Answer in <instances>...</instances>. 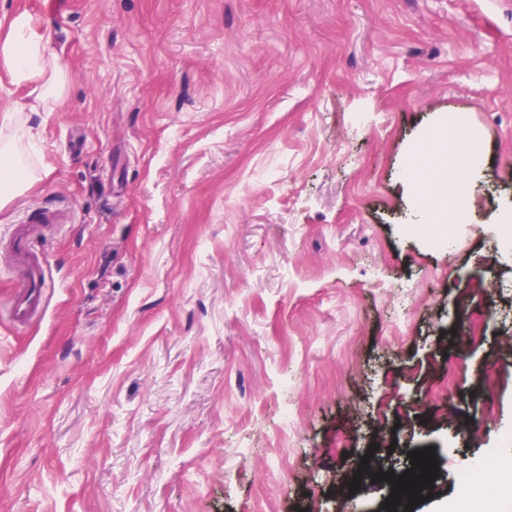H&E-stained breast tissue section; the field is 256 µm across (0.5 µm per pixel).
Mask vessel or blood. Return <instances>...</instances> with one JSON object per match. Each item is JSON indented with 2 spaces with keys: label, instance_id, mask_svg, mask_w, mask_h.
Listing matches in <instances>:
<instances>
[{
  "label": "vessel or blood",
  "instance_id": "obj_1",
  "mask_svg": "<svg viewBox=\"0 0 512 512\" xmlns=\"http://www.w3.org/2000/svg\"><path fill=\"white\" fill-rule=\"evenodd\" d=\"M69 220L62 209L45 207L0 235V249L10 256L11 275L7 302L0 311L14 328H32L45 317L53 284L44 240L52 228Z\"/></svg>",
  "mask_w": 512,
  "mask_h": 512
}]
</instances>
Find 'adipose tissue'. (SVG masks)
Segmentation results:
<instances>
[{"instance_id":"ef3b65f1","label":"adipose tissue","mask_w":512,"mask_h":512,"mask_svg":"<svg viewBox=\"0 0 512 512\" xmlns=\"http://www.w3.org/2000/svg\"><path fill=\"white\" fill-rule=\"evenodd\" d=\"M0 63L5 65L15 84L28 89L24 100L14 103V111H56L67 92L69 69L49 49L47 40L33 28L28 17L13 18L5 36L0 38ZM37 148L38 142L33 137L23 147L11 141L0 143V207L34 183V175L20 169L18 163L24 150Z\"/></svg>"}]
</instances>
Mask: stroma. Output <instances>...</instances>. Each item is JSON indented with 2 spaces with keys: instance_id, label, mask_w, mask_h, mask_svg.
Returning <instances> with one entry per match:
<instances>
[{
  "instance_id": "1",
  "label": "stroma",
  "mask_w": 512,
  "mask_h": 512,
  "mask_svg": "<svg viewBox=\"0 0 512 512\" xmlns=\"http://www.w3.org/2000/svg\"><path fill=\"white\" fill-rule=\"evenodd\" d=\"M71 83L29 125L72 219L46 320L0 322V512H381L341 483L433 448L413 512L512 461V0H0ZM460 116L453 248L406 181Z\"/></svg>"
}]
</instances>
